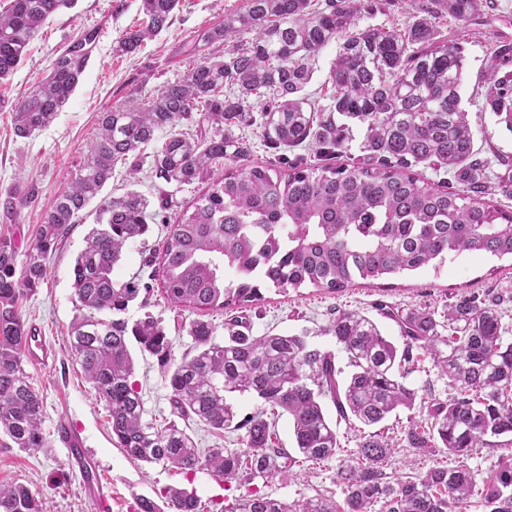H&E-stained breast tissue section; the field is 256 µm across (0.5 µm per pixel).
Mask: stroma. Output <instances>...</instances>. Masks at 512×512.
I'll return each instance as SVG.
<instances>
[{
  "instance_id": "obj_1",
  "label": "stroma",
  "mask_w": 512,
  "mask_h": 512,
  "mask_svg": "<svg viewBox=\"0 0 512 512\" xmlns=\"http://www.w3.org/2000/svg\"><path fill=\"white\" fill-rule=\"evenodd\" d=\"M374 2V10L360 14L359 27L399 28L428 16L435 7L434 0ZM246 4L247 0H182L167 28L146 41L137 53L122 57L113 54L112 45L124 31L143 21L140 0H77L74 8L53 16L31 42L24 61L0 84V200L31 185L37 188L32 201L15 205L8 214L0 211V239L10 241L18 254L27 253L37 241L44 211L68 188L82 165L100 113L111 107L138 105L166 83L179 79L194 60V31L222 22L225 12L242 10ZM85 26L96 28L99 38L76 90L47 128L25 139L16 137L11 121L14 104L47 75L56 55ZM438 33L440 38L463 47L462 100L475 146L489 161V175H503L506 162H512V132L498 124L486 107L482 75L493 48L512 47V0H493L492 8L464 24L441 15ZM129 188L154 204L166 190L145 163L133 177L125 166H118L103 194L118 196ZM94 224L95 209L90 206L51 254L47 279L20 301L28 327L42 337L51 353L45 364L28 356L23 359L32 386L43 398L42 429L48 448L24 451L0 443V483L27 486L44 500L48 512H139L140 498L159 499L168 487L195 492L201 512H221L234 498L254 492L288 504L320 492L342 499V488L336 482L341 462L336 457L300 464L284 478L250 480L242 476L224 485L206 471L185 473L137 462L116 447L106 407L67 349L68 328L76 315L72 267ZM469 289L501 296L504 320L512 324V259L469 255L456 258L437 273L429 270L374 280L338 294L314 288L284 293L268 289L250 320L254 334L304 332L315 346L332 350L335 340L325 328L336 308L355 309L370 316L375 315V305L381 301L398 308H439L451 296ZM146 311L162 319L175 357L189 351L192 340L187 329L197 318L195 312L169 306L157 291L151 293L146 305L132 304L128 318L136 320ZM134 359V378L145 403V419L165 426L174 415L161 369L151 356L138 352ZM63 424L80 436L96 462L97 474L111 494L109 510H102L99 501L88 494L78 468L69 462L58 434Z\"/></svg>"
}]
</instances>
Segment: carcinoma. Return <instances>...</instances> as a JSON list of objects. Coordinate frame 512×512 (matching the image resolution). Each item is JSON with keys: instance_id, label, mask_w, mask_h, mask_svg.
<instances>
[{"instance_id": "cac0c4a2", "label": "carcinoma", "mask_w": 512, "mask_h": 512, "mask_svg": "<svg viewBox=\"0 0 512 512\" xmlns=\"http://www.w3.org/2000/svg\"><path fill=\"white\" fill-rule=\"evenodd\" d=\"M146 21L123 34L113 53H135L168 27L181 0H141ZM75 0H10L0 12V83L25 59L29 44L59 11ZM483 0H438L441 10L465 23ZM362 0H247L244 10L193 36L199 52L180 79L136 107L101 113L98 132L70 189L42 216L34 247L17 264L11 243L0 240V437L13 447L46 449L43 399L22 367L30 328L20 296L47 275L58 242L80 223L98 199L96 227L72 267L77 315L69 349L96 395L105 403L112 439L131 459L181 471L205 470L219 480L283 476L299 460L274 446L273 423L260 410L250 419L242 448L215 443L198 447L185 429L143 420L141 392L133 380L130 343L156 358L171 390L173 413L203 424L219 437L236 417L231 397L251 394L288 415L305 461L343 453L338 424L377 426L400 409L426 405L428 422L403 430V445L419 454L444 453L414 476L392 478L384 470L397 443L380 431L361 432L357 448L336 473L344 499L322 495L286 504L263 495L241 497L225 512H512V451L477 477L466 464L473 452L503 439L512 446V341L498 309L500 297L472 290L452 296L443 308L379 304L400 341L383 334L366 313L338 307L326 332L336 351L322 350L307 335L252 334L235 317L216 327L196 319L192 351L181 360L162 321L149 313L126 317L151 282L165 300L202 315L257 308L261 287L284 293L311 286L339 293L359 280H376L440 268L464 252L512 257V212L493 203L512 194V175L488 181V160L475 149L462 107L463 55L457 43L438 36L436 22L417 18L401 29L358 27ZM250 35L227 57L209 49L224 37ZM97 31L83 29L58 54L49 73L31 87L13 112V133L28 138L49 126L69 100L89 61ZM336 43L327 83L326 109L309 103L317 55ZM483 76L490 111L512 131V55ZM260 117H255L254 109ZM259 125L262 137L281 151L309 147L313 163L276 161L235 166L251 153V141L235 134ZM195 130L191 135L182 126ZM362 131L360 155L338 165V155ZM166 138L150 155L155 177L176 188L204 183L194 203L170 225L148 264L149 281L114 279L128 245L143 238L157 212L134 189L118 197L102 192L116 167L129 175L141 165V149ZM445 172L433 182L417 168ZM346 357L339 366L336 353ZM431 360L451 392L406 382L421 357ZM332 403L336 420L326 404ZM162 503L144 512H200L197 497L170 487ZM0 512H45L43 500L24 485L0 484Z\"/></svg>"}]
</instances>
